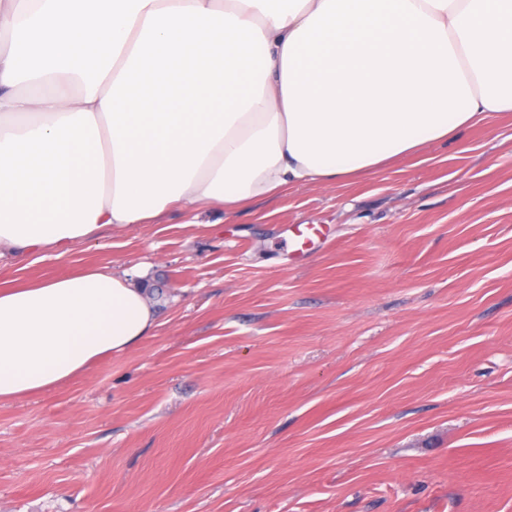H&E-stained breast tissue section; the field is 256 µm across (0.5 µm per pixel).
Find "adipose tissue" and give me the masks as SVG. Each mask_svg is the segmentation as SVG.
<instances>
[{
	"label": "adipose tissue",
	"mask_w": 512,
	"mask_h": 512,
	"mask_svg": "<svg viewBox=\"0 0 512 512\" xmlns=\"http://www.w3.org/2000/svg\"><path fill=\"white\" fill-rule=\"evenodd\" d=\"M0 259L332 187L512 115V0H8ZM147 282L0 283V403L152 336Z\"/></svg>",
	"instance_id": "1"
}]
</instances>
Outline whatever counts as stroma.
Masks as SVG:
<instances>
[{
	"label": "stroma",
	"instance_id": "1",
	"mask_svg": "<svg viewBox=\"0 0 512 512\" xmlns=\"http://www.w3.org/2000/svg\"><path fill=\"white\" fill-rule=\"evenodd\" d=\"M104 266L163 290L160 324L0 404V512H512L511 117L0 278Z\"/></svg>",
	"mask_w": 512,
	"mask_h": 512
}]
</instances>
